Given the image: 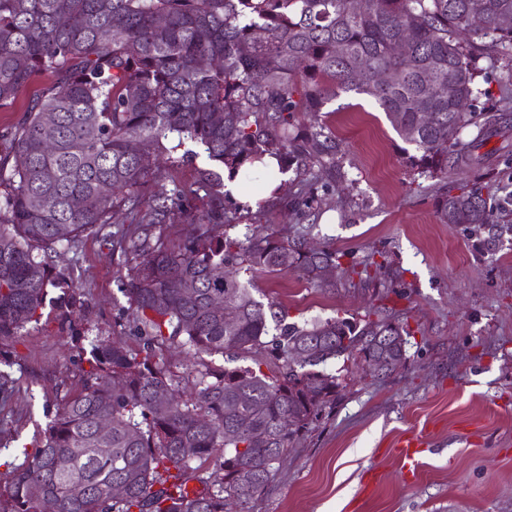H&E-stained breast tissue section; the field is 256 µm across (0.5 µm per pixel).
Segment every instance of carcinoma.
Instances as JSON below:
<instances>
[{"instance_id":"cac0c4a2","label":"carcinoma","mask_w":512,"mask_h":512,"mask_svg":"<svg viewBox=\"0 0 512 512\" xmlns=\"http://www.w3.org/2000/svg\"><path fill=\"white\" fill-rule=\"evenodd\" d=\"M512 0H0V109L39 74L51 83L26 108L0 156V361L31 323L49 288L65 318L83 303L52 255L82 237L104 234L138 261L121 291L141 336L133 350L109 340L91 345L82 385L67 395L39 445L0 476V512H249L295 442L336 402V360L404 366L410 333L379 315L360 323L330 317L299 325L288 309L263 303L240 273L293 274L334 288L323 271L349 279L380 269L374 256L346 262L330 243L306 248L318 191L340 194L336 140L324 105L336 90L373 98L415 154L412 166L442 181L437 212L460 224L476 249L495 254L512 224L493 211L512 205L482 181L490 130L504 115L460 110L473 102L474 53L512 49ZM393 73L380 86L378 72ZM311 117L308 130L294 117ZM473 127L468 141L462 130ZM157 152L142 165L132 142ZM187 142L208 160L256 180L266 154L296 168L283 206L296 224L232 238L221 176L198 171L195 187L149 194ZM472 174L468 183L455 177ZM125 224L121 232H105ZM156 224H187L173 247L151 243ZM239 310L234 324L212 297ZM178 345L198 360L192 387L163 361ZM250 360L242 366L237 361ZM112 428L99 433L98 420ZM291 418L289 428L280 420ZM221 477L204 465L216 449ZM201 488L188 492L189 483ZM126 488L122 497L112 486Z\"/></svg>"}]
</instances>
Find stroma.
Wrapping results in <instances>:
<instances>
[{
	"mask_svg": "<svg viewBox=\"0 0 512 512\" xmlns=\"http://www.w3.org/2000/svg\"><path fill=\"white\" fill-rule=\"evenodd\" d=\"M477 110L502 109L512 52L477 62ZM323 122L340 145L344 198L323 200L309 239L333 242L349 259L374 255L370 280L316 288L265 273L255 296L287 307L289 321L363 319L396 310L413 334L405 365L385 377L348 375L335 405L299 440L251 512H512V250L474 249L458 224L436 214L437 181L412 167L406 144L371 98L338 92ZM484 151L498 186L512 191V118ZM85 308L66 324L50 289L39 323L10 346L15 395L0 406V458L19 459L82 383L83 349L94 340L139 348L121 291L127 267L111 242L83 237L54 260ZM424 442L415 478L394 453Z\"/></svg>",
	"mask_w": 512,
	"mask_h": 512,
	"instance_id": "obj_1",
	"label": "stroma"
}]
</instances>
